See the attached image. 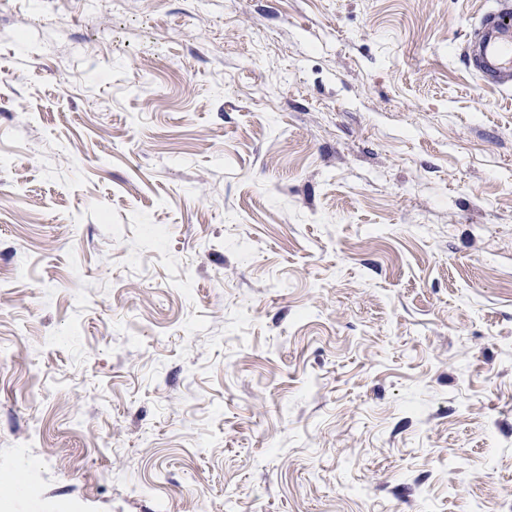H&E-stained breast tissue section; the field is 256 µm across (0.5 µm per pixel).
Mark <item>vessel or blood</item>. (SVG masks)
<instances>
[{"label":"vessel or blood","instance_id":"vessel-or-blood-1","mask_svg":"<svg viewBox=\"0 0 512 512\" xmlns=\"http://www.w3.org/2000/svg\"><path fill=\"white\" fill-rule=\"evenodd\" d=\"M462 55L482 81L499 86L512 83V0H496L483 13Z\"/></svg>","mask_w":512,"mask_h":512}]
</instances>
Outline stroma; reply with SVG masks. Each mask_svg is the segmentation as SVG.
I'll list each match as a JSON object with an SVG mask.
<instances>
[{
  "label": "stroma",
  "instance_id": "stroma-1",
  "mask_svg": "<svg viewBox=\"0 0 512 512\" xmlns=\"http://www.w3.org/2000/svg\"><path fill=\"white\" fill-rule=\"evenodd\" d=\"M491 3L0 0V512L512 500Z\"/></svg>",
  "mask_w": 512,
  "mask_h": 512
}]
</instances>
